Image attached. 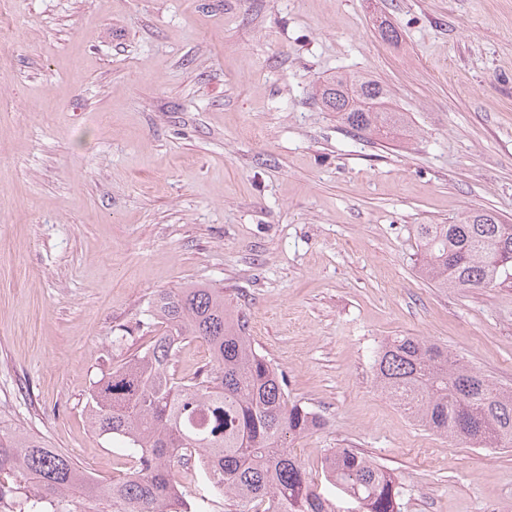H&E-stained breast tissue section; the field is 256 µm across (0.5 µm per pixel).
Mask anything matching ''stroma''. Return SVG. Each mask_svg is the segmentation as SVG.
<instances>
[{"label": "stroma", "instance_id": "stroma-1", "mask_svg": "<svg viewBox=\"0 0 512 512\" xmlns=\"http://www.w3.org/2000/svg\"><path fill=\"white\" fill-rule=\"evenodd\" d=\"M0 421L123 477L95 383L152 345V301L224 291L291 401L393 471L401 512H512V447L433 433L377 389L391 336L512 388V288L420 277L419 224H512V0H0ZM398 34L382 35V25ZM390 91L409 130L348 133L312 95Z\"/></svg>", "mask_w": 512, "mask_h": 512}]
</instances>
